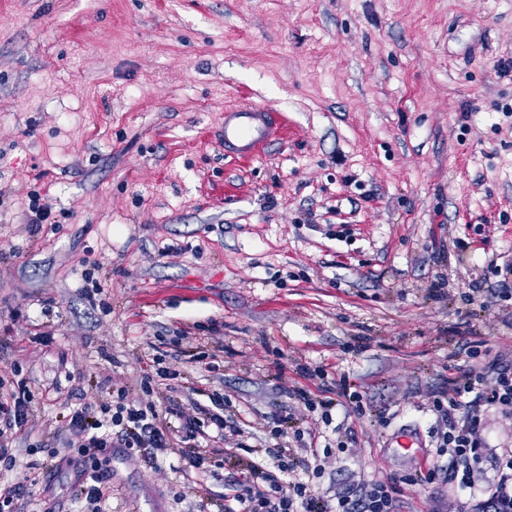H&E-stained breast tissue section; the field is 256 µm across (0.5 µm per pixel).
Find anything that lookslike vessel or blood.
I'll return each instance as SVG.
<instances>
[{
  "label": "vessel or blood",
  "instance_id": "b4317fda",
  "mask_svg": "<svg viewBox=\"0 0 512 512\" xmlns=\"http://www.w3.org/2000/svg\"><path fill=\"white\" fill-rule=\"evenodd\" d=\"M283 128L281 115L265 105L225 111L220 133L224 155L233 160L257 159Z\"/></svg>",
  "mask_w": 512,
  "mask_h": 512
}]
</instances>
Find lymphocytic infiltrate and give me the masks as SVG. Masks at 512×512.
Segmentation results:
<instances>
[{
    "instance_id": "lymphocytic-infiltrate-1",
    "label": "lymphocytic infiltrate",
    "mask_w": 512,
    "mask_h": 512,
    "mask_svg": "<svg viewBox=\"0 0 512 512\" xmlns=\"http://www.w3.org/2000/svg\"><path fill=\"white\" fill-rule=\"evenodd\" d=\"M34 399L31 380L19 367H12L9 377L0 376V464L6 469L19 466L13 443L29 422ZM213 405L207 418L187 414L176 426L155 405L128 402L125 388H118L115 404L71 411L56 431L66 452L54 464L78 465L76 496L85 512H104L110 473L99 456L114 446L143 453L151 462L161 454L177 455L186 472L215 462L228 448L252 454L235 493L224 496L221 512H396L395 489L383 481L346 489L332 500L306 483L290 481L293 448L283 442L262 448L251 445L245 424L225 419L223 400H214ZM488 407L512 410V368L494 363L473 366L449 380L447 389L434 398L432 437L438 455L449 456L450 462L446 468L418 475L417 483H474L482 472L480 413ZM495 471L480 512H512V449L498 460Z\"/></svg>"
}]
</instances>
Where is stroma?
Listing matches in <instances>:
<instances>
[{
  "instance_id": "35a3bbf8",
  "label": "stroma",
  "mask_w": 512,
  "mask_h": 512,
  "mask_svg": "<svg viewBox=\"0 0 512 512\" xmlns=\"http://www.w3.org/2000/svg\"><path fill=\"white\" fill-rule=\"evenodd\" d=\"M512 0H0V370L36 399L15 442L57 451L73 408L112 398L256 423L311 415L291 397L347 378L336 463L309 478L384 479L399 512H471L482 486L407 485L444 465L432 392L473 362L512 361V300L489 294L512 259ZM273 107L286 136L224 157L228 108ZM52 214L28 229L32 192ZM447 278L434 295L435 279ZM204 338L224 361L201 376ZM185 379L145 390L155 366ZM485 469L512 417L482 415ZM177 456L113 449L112 512H186ZM19 512H77L24 474Z\"/></svg>"
}]
</instances>
